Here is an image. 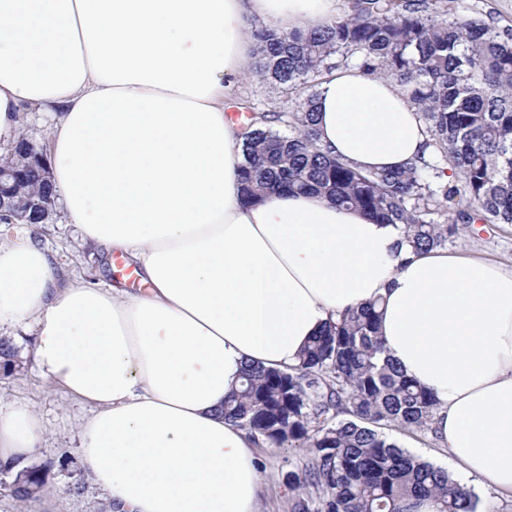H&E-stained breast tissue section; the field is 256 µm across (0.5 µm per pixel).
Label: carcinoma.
Returning a JSON list of instances; mask_svg holds the SVG:
<instances>
[{"instance_id": "carcinoma-1", "label": "carcinoma", "mask_w": 512, "mask_h": 512, "mask_svg": "<svg viewBox=\"0 0 512 512\" xmlns=\"http://www.w3.org/2000/svg\"><path fill=\"white\" fill-rule=\"evenodd\" d=\"M250 72L287 94L296 109L243 121L242 194L324 195L383 224H400L415 252L443 248L462 224H512V29L478 14H450L447 0H347L321 28L254 30ZM392 78L423 123L428 158L397 170L363 171L331 155L315 128L312 88L353 63ZM451 174L447 180L445 174ZM378 304L345 310L312 338L296 367L247 366L224 398V419L273 447L300 442L314 461L288 472L291 512H477L472 490L399 446L386 430L432 431L434 400L385 355ZM0 338V370H15ZM50 461L21 469L12 488L35 498Z\"/></svg>"}]
</instances>
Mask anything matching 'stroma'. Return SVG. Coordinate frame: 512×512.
Listing matches in <instances>:
<instances>
[{"label": "stroma", "instance_id": "1", "mask_svg": "<svg viewBox=\"0 0 512 512\" xmlns=\"http://www.w3.org/2000/svg\"><path fill=\"white\" fill-rule=\"evenodd\" d=\"M39 242L55 259L62 283L103 281L130 291L144 290L139 276L130 273L124 261L104 257L101 249L85 239L77 225L66 223L55 213L52 223L41 225ZM449 252L496 264L512 272V225L475 224L463 228L459 238L447 246ZM9 338L17 352V366L10 374L0 373V406L28 404L38 415L42 439L29 459L38 465L49 461L53 469L40 495L22 501L12 496V475L0 474V512H104L107 499L86 471L78 453L81 431L93 409L73 397L39 372L34 356V333L21 328L0 333ZM392 438L421 458L456 472L443 444L432 435L395 430ZM260 461L263 492L259 512H290L292 493L286 483L289 471L309 465L314 454L305 447L270 448L263 441L252 444ZM81 493H74V485Z\"/></svg>", "mask_w": 512, "mask_h": 512}]
</instances>
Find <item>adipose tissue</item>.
Wrapping results in <instances>:
<instances>
[{
	"label": "adipose tissue",
	"mask_w": 512,
	"mask_h": 512,
	"mask_svg": "<svg viewBox=\"0 0 512 512\" xmlns=\"http://www.w3.org/2000/svg\"><path fill=\"white\" fill-rule=\"evenodd\" d=\"M336 0H0V152L21 109L53 116L68 223L149 288L59 287L32 237L0 245V328L33 327L41 373L95 406L79 454L113 512H258L244 430L222 414L246 365L287 369L345 309L373 300L387 355L436 401L462 476L512 495V273L433 249L317 194L242 201V131L225 114L251 23L321 26ZM323 145L363 170L422 156L395 82L351 65L316 88ZM41 426L0 408V463Z\"/></svg>",
	"instance_id": "1"
}]
</instances>
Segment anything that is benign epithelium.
I'll return each mask as SVG.
<instances>
[{
	"instance_id": "7a95c632",
	"label": "benign epithelium",
	"mask_w": 512,
	"mask_h": 512,
	"mask_svg": "<svg viewBox=\"0 0 512 512\" xmlns=\"http://www.w3.org/2000/svg\"><path fill=\"white\" fill-rule=\"evenodd\" d=\"M54 206L43 149L24 138L14 152L0 157V222L50 224Z\"/></svg>"
}]
</instances>
